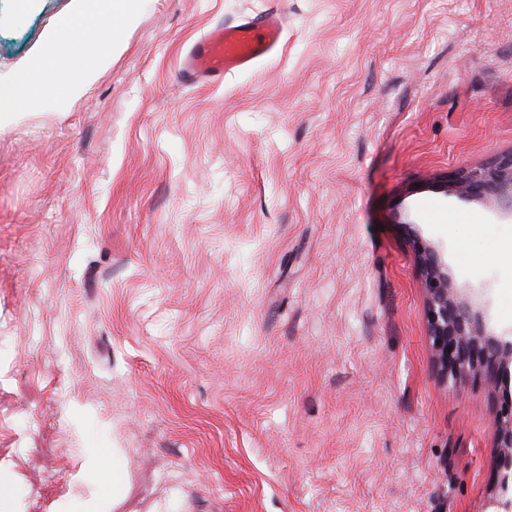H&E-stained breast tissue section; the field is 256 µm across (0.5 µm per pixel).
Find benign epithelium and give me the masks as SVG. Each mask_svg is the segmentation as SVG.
Listing matches in <instances>:
<instances>
[{"instance_id":"benign-epithelium-1","label":"benign epithelium","mask_w":512,"mask_h":512,"mask_svg":"<svg viewBox=\"0 0 512 512\" xmlns=\"http://www.w3.org/2000/svg\"><path fill=\"white\" fill-rule=\"evenodd\" d=\"M445 191L459 199L490 198L512 212V153L474 169L441 176ZM426 294L425 316L439 374L449 380L465 368H482L494 377L512 359V342L485 333L471 322L468 304L457 299L439 253L420 235L411 236ZM497 447L512 448V403L501 410Z\"/></svg>"}]
</instances>
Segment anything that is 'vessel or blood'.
<instances>
[{
  "label": "vessel or blood",
  "instance_id": "b4317fda",
  "mask_svg": "<svg viewBox=\"0 0 512 512\" xmlns=\"http://www.w3.org/2000/svg\"><path fill=\"white\" fill-rule=\"evenodd\" d=\"M282 38L283 20L274 12L247 17L232 26H217L192 45L181 73L199 83L223 80L276 53Z\"/></svg>",
  "mask_w": 512,
  "mask_h": 512
}]
</instances>
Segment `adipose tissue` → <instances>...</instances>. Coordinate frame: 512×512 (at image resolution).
I'll return each mask as SVG.
<instances>
[{
  "label": "adipose tissue",
  "instance_id": "obj_1",
  "mask_svg": "<svg viewBox=\"0 0 512 512\" xmlns=\"http://www.w3.org/2000/svg\"><path fill=\"white\" fill-rule=\"evenodd\" d=\"M139 0H71L63 24L48 28L36 49L0 78V127L46 102L79 99L112 63L121 47L120 31L138 18ZM89 40L87 50L71 47L74 36Z\"/></svg>",
  "mask_w": 512,
  "mask_h": 512
}]
</instances>
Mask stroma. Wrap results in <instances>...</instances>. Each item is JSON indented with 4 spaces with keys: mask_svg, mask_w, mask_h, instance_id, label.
<instances>
[{
    "mask_svg": "<svg viewBox=\"0 0 512 512\" xmlns=\"http://www.w3.org/2000/svg\"><path fill=\"white\" fill-rule=\"evenodd\" d=\"M13 3L1 75L69 0ZM141 4L0 130V512H497L512 374L441 379L409 233L512 337V216L434 187L512 153V0ZM267 11L277 54L182 77ZM283 29L281 16L274 12L246 17L232 26H217L192 45L181 73L198 83H208L249 70L280 49Z\"/></svg>",
    "mask_w": 512,
    "mask_h": 512,
    "instance_id": "1",
    "label": "stroma"
}]
</instances>
